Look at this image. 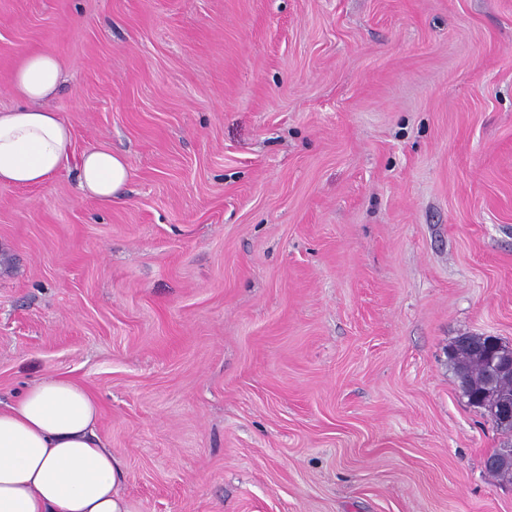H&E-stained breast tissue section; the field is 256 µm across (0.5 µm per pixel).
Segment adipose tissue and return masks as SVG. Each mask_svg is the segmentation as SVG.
Here are the masks:
<instances>
[{
    "mask_svg": "<svg viewBox=\"0 0 512 512\" xmlns=\"http://www.w3.org/2000/svg\"><path fill=\"white\" fill-rule=\"evenodd\" d=\"M63 65L25 54L11 77L20 104L0 111V184L36 187L76 162L83 195L115 199L130 176L125 157L106 148L72 158V132L45 103ZM97 399L80 383L46 376L0 405V512H129L124 471L96 434Z\"/></svg>",
    "mask_w": 512,
    "mask_h": 512,
    "instance_id": "1",
    "label": "adipose tissue"
}]
</instances>
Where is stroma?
Segmentation results:
<instances>
[{
	"label": "stroma",
	"instance_id": "obj_1",
	"mask_svg": "<svg viewBox=\"0 0 512 512\" xmlns=\"http://www.w3.org/2000/svg\"><path fill=\"white\" fill-rule=\"evenodd\" d=\"M74 167L0 185V401L98 399L130 512H512L460 336L512 346V0H0ZM77 169V185L82 194L105 203L117 197L130 176L126 158L106 148L85 152Z\"/></svg>",
	"mask_w": 512,
	"mask_h": 512
}]
</instances>
